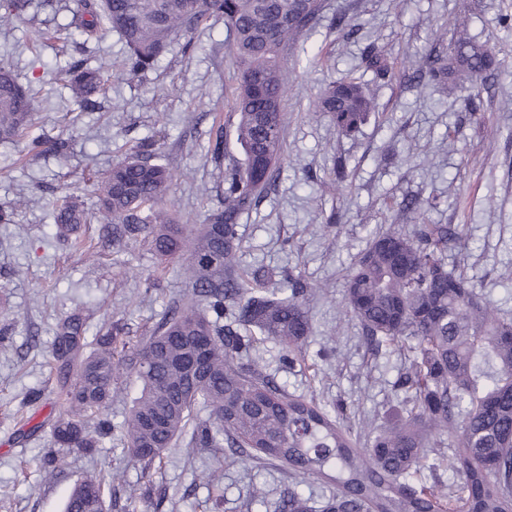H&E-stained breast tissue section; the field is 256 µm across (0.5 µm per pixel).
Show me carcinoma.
Instances as JSON below:
<instances>
[{
	"instance_id": "obj_1",
	"label": "carcinoma",
	"mask_w": 512,
	"mask_h": 512,
	"mask_svg": "<svg viewBox=\"0 0 512 512\" xmlns=\"http://www.w3.org/2000/svg\"><path fill=\"white\" fill-rule=\"evenodd\" d=\"M32 0H0V26L26 15ZM85 39L102 28L125 45L119 71L139 79L153 69L174 37L192 34L208 19H222L238 86L232 96V136L242 158L224 159V199L202 224H179L161 205L175 175L151 161V141H141L93 184L96 211L63 196L53 220L60 241L83 249L82 226L112 225V245L148 247L159 258L181 262L192 298L168 307L152 336L134 341L115 322L83 356L86 321L61 317L55 359L64 374L63 410L52 438L62 447H103L120 433L123 453L150 472L179 436L188 445L229 450L251 459L279 461L301 479L315 476L336 486L322 512H512V317L499 315L471 279L445 262L461 244L453 224L394 227L374 236L345 282L348 316L367 340L406 347L412 353L399 374L408 393L405 415L380 429L366 448L312 399L295 396L241 355L261 336L300 353L312 333L308 285L285 273L270 288L224 276L239 249L240 216L274 181L285 146L283 101L288 44L316 28L321 0H77L70 9ZM497 66L485 46L465 33L450 51L430 58L429 79L450 80L480 96L478 80ZM112 64L71 58L62 80L75 103L94 105ZM35 94L13 70L0 66V141H13L34 125ZM336 131L352 136L375 111L363 86L351 77L329 84L316 104ZM234 308L240 333L224 327ZM131 375L139 390L123 421L108 414L112 385ZM209 408L195 421L198 405ZM448 434L444 452L435 440ZM450 465L459 481L442 486L439 469ZM429 471L433 484L423 483ZM275 512H310L292 492ZM65 512H108L102 480L77 481Z\"/></svg>"
}]
</instances>
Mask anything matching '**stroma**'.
Returning <instances> with one entry per match:
<instances>
[{"instance_id": "stroma-1", "label": "stroma", "mask_w": 512, "mask_h": 512, "mask_svg": "<svg viewBox=\"0 0 512 512\" xmlns=\"http://www.w3.org/2000/svg\"><path fill=\"white\" fill-rule=\"evenodd\" d=\"M322 21L288 48L284 101L286 149L275 183L242 214L235 274L258 267L293 271L314 292L307 307L313 331L301 357L257 342L259 362L288 393L336 407L354 432L368 434L400 414L404 390L395 382L400 348L372 350L359 324L344 312V280L376 231L399 225L454 224L466 249L448 253L500 314L512 315V0H322ZM342 18L331 26L332 18ZM500 66L480 103L466 90H436L414 72L431 49L449 50L456 18ZM69 11H39L0 27V63L20 82L42 89L33 135L65 142L63 151L27 155L24 141L0 142V207L24 197L12 223H0V512H63L83 476L103 479L110 512H267L269 502L295 490L320 512L331 495L318 478L297 482L287 465L212 455L178 442L163 464L142 472L123 461L119 438L90 453L55 446L60 377L54 369V325L61 315L89 313V326L120 321L132 338L149 335L167 308L184 299L189 281L179 264L159 266L144 248L98 247L94 257L70 252L55 237L53 210L65 194L93 207L92 183L145 138L153 158L176 181L166 197L184 223L199 224L216 207L224 181L211 158L226 125L237 85L223 21H208L193 38H176L157 67L141 79L112 76L99 109L80 111L54 75L68 59L38 44V26L66 30ZM391 70L377 78L368 53ZM354 77L377 108L360 134L336 132L316 111L330 82ZM417 198L421 211L403 202ZM55 461L41 467L39 459ZM145 490L129 503L130 489ZM264 489L266 501L254 500Z\"/></svg>"}]
</instances>
